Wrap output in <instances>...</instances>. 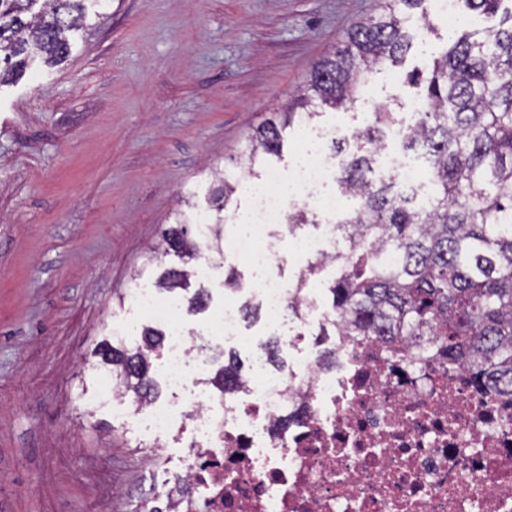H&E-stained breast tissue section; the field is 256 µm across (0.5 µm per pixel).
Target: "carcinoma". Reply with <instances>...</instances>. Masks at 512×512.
<instances>
[{
	"instance_id": "cac0c4a2",
	"label": "carcinoma",
	"mask_w": 512,
	"mask_h": 512,
	"mask_svg": "<svg viewBox=\"0 0 512 512\" xmlns=\"http://www.w3.org/2000/svg\"><path fill=\"white\" fill-rule=\"evenodd\" d=\"M101 0H0V86L23 75L40 59L64 61L71 35L81 28L88 8ZM426 0H381L382 14L354 23L346 40L319 60L307 81L280 113L250 133L243 148L249 164L262 163L282 149V131L309 125L318 112L314 101L331 108H353L363 88L385 78L389 66L411 49L410 28L420 17L431 28ZM470 10L494 15L507 0H461ZM507 26L486 36L448 33L444 53L427 70L411 74L408 84L423 88V111L400 140L403 150H422L433 191L423 204L392 194L394 176L377 174L379 153L389 146L394 113L380 109L353 136L349 147L333 143L340 158L339 186L359 201L341 231L349 252L330 288L333 309L347 336H378L390 344L400 336L431 342L448 363L471 369L478 387L512 393V6ZM220 185L207 197L208 226L197 222L184 191L186 211L176 214L162 234L153 264L171 258L156 284L166 292L185 291L193 266L208 252L224 259V210L241 188L229 170L214 172ZM399 261L389 265L381 250ZM167 332L145 326L141 343L122 340L100 345L99 366L112 373L134 400L154 397L151 376ZM203 380L224 389L241 367L235 352Z\"/></svg>"
}]
</instances>
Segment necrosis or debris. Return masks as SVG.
Segmentation results:
<instances>
[{
	"instance_id": "1",
	"label": "necrosis or debris",
	"mask_w": 512,
	"mask_h": 512,
	"mask_svg": "<svg viewBox=\"0 0 512 512\" xmlns=\"http://www.w3.org/2000/svg\"><path fill=\"white\" fill-rule=\"evenodd\" d=\"M338 166L321 150L247 182L244 230L224 240L259 278L250 301L266 340L288 354L283 368L245 333L238 299H225L201 333L177 323L175 300L133 289L132 305L169 328L161 378L172 399L136 410L155 438L150 464L164 470V439L192 434L181 469L166 473L146 512H512V395L477 391L469 369L432 344L336 335L328 366L311 342L335 315L280 268L340 254L345 197L327 188ZM380 168L394 171L399 197H417L422 171L407 154L383 152ZM297 201L321 232L294 234L285 253L272 230ZM227 348L252 350L244 379L204 387L214 354Z\"/></svg>"
}]
</instances>
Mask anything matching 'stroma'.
Here are the masks:
<instances>
[{
	"mask_svg": "<svg viewBox=\"0 0 512 512\" xmlns=\"http://www.w3.org/2000/svg\"><path fill=\"white\" fill-rule=\"evenodd\" d=\"M380 0H104L63 62L0 88V512H143L150 445L98 402L96 350L145 314L117 298L149 288L148 264L211 168L257 181L246 136L274 118L312 67ZM414 42L376 107L443 52L448 24ZM374 106V107H375ZM140 282H132L136 270Z\"/></svg>",
	"mask_w": 512,
	"mask_h": 512,
	"instance_id": "35a3bbf8",
	"label": "stroma"
}]
</instances>
